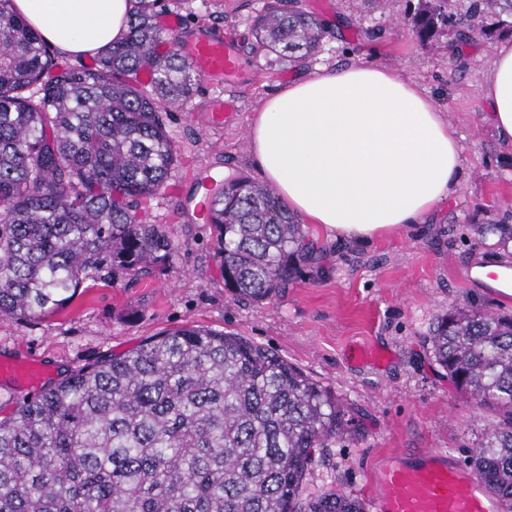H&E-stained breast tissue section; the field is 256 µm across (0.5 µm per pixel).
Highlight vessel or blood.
I'll return each mask as SVG.
<instances>
[{
    "mask_svg": "<svg viewBox=\"0 0 512 512\" xmlns=\"http://www.w3.org/2000/svg\"><path fill=\"white\" fill-rule=\"evenodd\" d=\"M187 45L195 69L205 77L218 80L241 68L229 37L206 34ZM368 497L372 512H506L474 471L432 448L413 458L385 454L369 480Z\"/></svg>",
    "mask_w": 512,
    "mask_h": 512,
    "instance_id": "b4317fda",
    "label": "vessel or blood"
}]
</instances>
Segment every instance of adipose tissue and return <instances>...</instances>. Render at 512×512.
I'll list each match as a JSON object with an SVG mask.
<instances>
[{
    "label": "adipose tissue",
    "instance_id": "1",
    "mask_svg": "<svg viewBox=\"0 0 512 512\" xmlns=\"http://www.w3.org/2000/svg\"><path fill=\"white\" fill-rule=\"evenodd\" d=\"M56 52L100 53L123 41L135 0H13ZM486 121L512 149V42L484 74ZM255 166L290 211L368 244L449 200L461 169L457 132L398 70L321 66L266 97L249 135Z\"/></svg>",
    "mask_w": 512,
    "mask_h": 512
}]
</instances>
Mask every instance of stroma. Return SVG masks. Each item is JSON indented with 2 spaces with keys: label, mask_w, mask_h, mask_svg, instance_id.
<instances>
[{
  "label": "stroma",
  "mask_w": 512,
  "mask_h": 512,
  "mask_svg": "<svg viewBox=\"0 0 512 512\" xmlns=\"http://www.w3.org/2000/svg\"><path fill=\"white\" fill-rule=\"evenodd\" d=\"M194 32L229 34L245 61L224 83L202 79L193 98L169 113L167 131L179 159L144 218L163 225L176 246L167 271L134 284L89 281L60 313L34 321L0 319V362H31L44 375L25 386L0 377V417L17 403L97 358L122 353L146 338L198 326L240 334L274 350L348 404L352 436L317 453L304 484L313 497L338 488L366 498L377 454L438 448L466 462L487 415L459 394L436 364L423 336L453 306L512 314V294L481 281L475 265L508 254L485 225L512 224V150L485 121L483 76L494 40L472 35L449 47L448 36L423 45L404 25L417 0H301L331 30L321 52L298 63L255 55L252 17L267 0H163ZM398 69L433 96L455 125L462 168L455 195L424 223L368 245L310 225L320 260L288 291L259 304L235 300L213 258L215 233L195 205L213 180L260 181L248 133L262 99L320 65ZM233 99L223 128H213L216 98Z\"/></svg>",
  "instance_id": "obj_1"
}]
</instances>
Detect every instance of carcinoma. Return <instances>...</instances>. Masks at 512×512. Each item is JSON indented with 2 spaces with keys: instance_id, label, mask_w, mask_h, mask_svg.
<instances>
[{
  "instance_id": "1",
  "label": "carcinoma",
  "mask_w": 512,
  "mask_h": 512,
  "mask_svg": "<svg viewBox=\"0 0 512 512\" xmlns=\"http://www.w3.org/2000/svg\"><path fill=\"white\" fill-rule=\"evenodd\" d=\"M418 0L420 43L512 33V0ZM159 0H137L127 37L95 66L53 51L0 0V318L64 310L81 284L166 269L175 246L143 205L177 162L167 112L201 75ZM328 34L300 0L254 20L255 50L290 62ZM150 74L143 84L140 74ZM215 261L237 299L262 302L319 259L266 184L238 177L212 199ZM448 381L492 421L468 464L512 503V316L452 307L424 335ZM354 432L343 400L244 336L185 328L106 356L0 418V512H365L338 489L303 497L315 452Z\"/></svg>"
}]
</instances>
